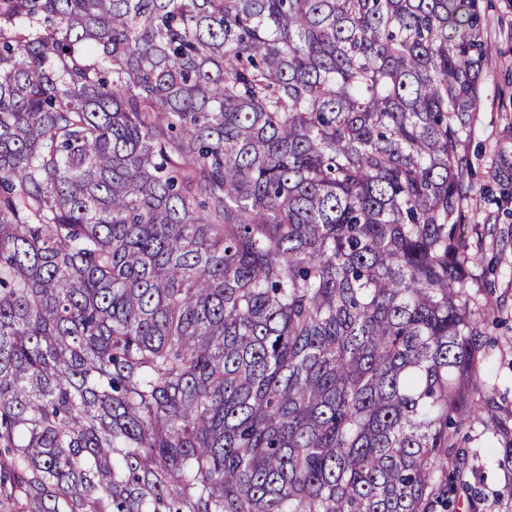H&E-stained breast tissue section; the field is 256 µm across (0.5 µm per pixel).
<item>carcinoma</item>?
Returning <instances> with one entry per match:
<instances>
[{
    "label": "carcinoma",
    "instance_id": "obj_1",
    "mask_svg": "<svg viewBox=\"0 0 512 512\" xmlns=\"http://www.w3.org/2000/svg\"><path fill=\"white\" fill-rule=\"evenodd\" d=\"M480 0H0V508L457 512Z\"/></svg>",
    "mask_w": 512,
    "mask_h": 512
}]
</instances>
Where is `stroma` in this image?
<instances>
[{"mask_svg":"<svg viewBox=\"0 0 512 512\" xmlns=\"http://www.w3.org/2000/svg\"><path fill=\"white\" fill-rule=\"evenodd\" d=\"M487 57L483 97L475 114L468 155L470 191L463 202L465 234L476 261L474 301L491 320L493 344L482 375L503 411L512 412V0H480ZM482 453L474 487L491 497L506 475L496 441L473 430ZM486 512H512V501L491 497Z\"/></svg>","mask_w":512,"mask_h":512,"instance_id":"1","label":"stroma"}]
</instances>
